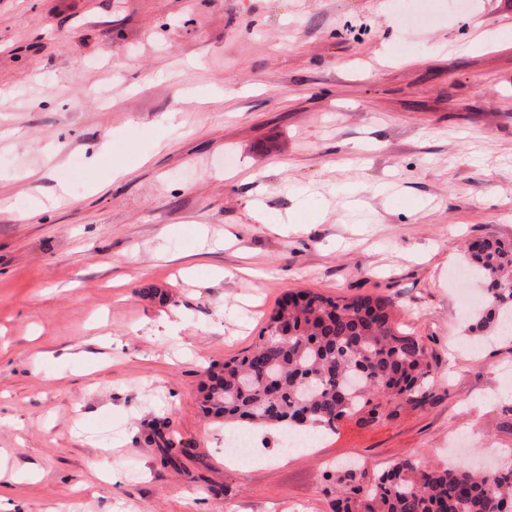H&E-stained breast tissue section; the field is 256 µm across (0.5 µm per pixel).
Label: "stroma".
<instances>
[{
    "label": "stroma",
    "mask_w": 512,
    "mask_h": 512,
    "mask_svg": "<svg viewBox=\"0 0 512 512\" xmlns=\"http://www.w3.org/2000/svg\"><path fill=\"white\" fill-rule=\"evenodd\" d=\"M400 4L0 0V449L39 470L19 512H333L342 462L440 464L462 431L512 449V339L468 330L453 279L466 242L512 238V0ZM305 289L391 299L429 397L310 448L261 428L229 461L208 377Z\"/></svg>",
    "instance_id": "1"
}]
</instances>
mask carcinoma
I'll return each instance as SVG.
<instances>
[{
  "mask_svg": "<svg viewBox=\"0 0 512 512\" xmlns=\"http://www.w3.org/2000/svg\"><path fill=\"white\" fill-rule=\"evenodd\" d=\"M466 268L481 277L490 298L470 328L492 325L506 335L512 240L474 241ZM431 380L426 344L394 324L390 299L303 290L286 294L258 341L224 361L203 412L232 427L334 433L344 419L370 425L422 404ZM338 483L344 494L334 512H512L509 464L484 474L465 463L438 469L408 458L379 473L347 470Z\"/></svg>",
  "mask_w": 512,
  "mask_h": 512,
  "instance_id": "1",
  "label": "carcinoma"
}]
</instances>
